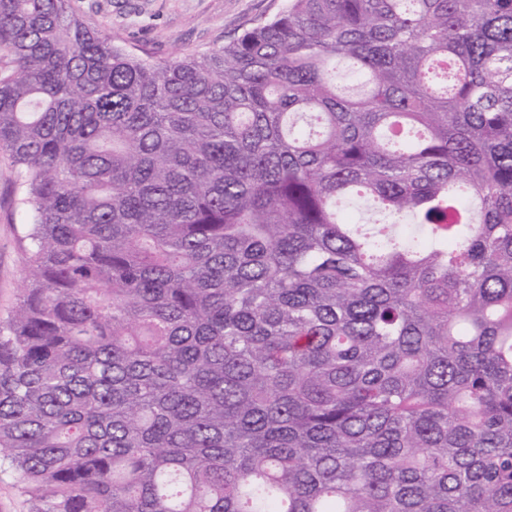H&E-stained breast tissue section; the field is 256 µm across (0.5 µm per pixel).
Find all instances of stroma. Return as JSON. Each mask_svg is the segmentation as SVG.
<instances>
[{
    "label": "stroma",
    "mask_w": 512,
    "mask_h": 512,
    "mask_svg": "<svg viewBox=\"0 0 512 512\" xmlns=\"http://www.w3.org/2000/svg\"><path fill=\"white\" fill-rule=\"evenodd\" d=\"M287 0H74L84 20L118 46L152 60L205 52L279 13ZM16 169L0 152V318L17 302L25 271L22 227L28 215L13 193Z\"/></svg>",
    "instance_id": "obj_1"
}]
</instances>
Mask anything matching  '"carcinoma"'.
Returning <instances> with one entry per match:
<instances>
[{
    "mask_svg": "<svg viewBox=\"0 0 512 512\" xmlns=\"http://www.w3.org/2000/svg\"><path fill=\"white\" fill-rule=\"evenodd\" d=\"M31 512H512V0H288L155 62L0 0Z\"/></svg>",
    "mask_w": 512,
    "mask_h": 512,
    "instance_id": "obj_1",
    "label": "carcinoma"
}]
</instances>
